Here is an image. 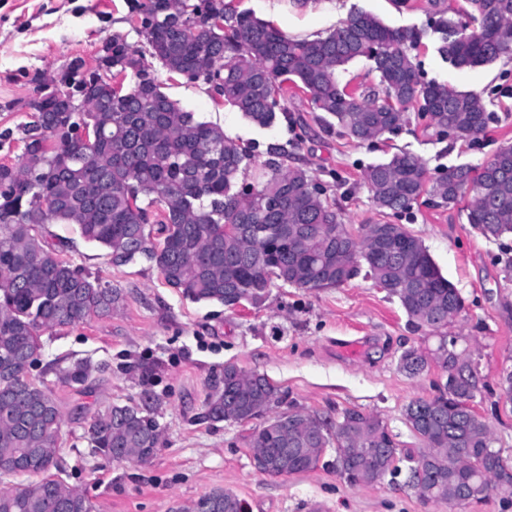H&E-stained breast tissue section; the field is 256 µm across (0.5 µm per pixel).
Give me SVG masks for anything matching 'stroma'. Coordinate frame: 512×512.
Returning <instances> with one entry per match:
<instances>
[{
    "label": "stroma",
    "mask_w": 512,
    "mask_h": 512,
    "mask_svg": "<svg viewBox=\"0 0 512 512\" xmlns=\"http://www.w3.org/2000/svg\"><path fill=\"white\" fill-rule=\"evenodd\" d=\"M224 2L297 36L325 33L355 10L393 28L422 30L412 56L426 79L481 93L494 117L476 139L461 141L437 136L428 118L413 108L398 134L359 144L323 126L305 96L292 95L290 120L261 129L216 103L202 84L166 74L135 32L129 0H0V131L25 121L39 78L61 76L78 60L97 69L103 43L120 34L160 75L171 98L254 147L241 182L252 183L264 171L269 145L285 146L293 164L311 172L354 231L389 218L372 204L362 178L367 165L406 151L434 178L460 164L481 167L501 146L512 145V60L453 66L439 53L436 36L425 31L430 21L425 0H407L401 7L393 0H309L301 8L293 0ZM389 219L422 241L460 292L464 308L447 333L462 337L483 381L473 405L496 448L512 457V401L499 386L503 371H512V277L503 272L512 258V238L485 239L468 224L465 203L440 206L427 193ZM43 235L64 260L123 296L111 316L42 332L40 355L28 374L51 390L62 413L54 475L85 494L94 512H171L215 488L244 500L248 512H449L423 503L400 481L349 484L331 466L332 449L314 470L261 474L251 462L249 436L268 414L246 422L207 416V398L223 389L224 366L233 363L278 388V412L302 410L333 420L356 409L380 418L399 447H418L405 408L432 398L446 374L436 366L416 378L401 370V354L423 346V334L408 326L398 300L365 274L325 290L275 285L260 306L230 310L184 298L146 260L113 264L106 249L85 242L68 226L45 225ZM78 362L92 367L87 381L74 386L59 381L57 369ZM147 395L162 430L159 451L144 465L105 458L89 440L93 413L136 405Z\"/></svg>",
    "instance_id": "1"
}]
</instances>
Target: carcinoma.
Segmentation results:
<instances>
[{"label":"carcinoma","mask_w":512,"mask_h":512,"mask_svg":"<svg viewBox=\"0 0 512 512\" xmlns=\"http://www.w3.org/2000/svg\"><path fill=\"white\" fill-rule=\"evenodd\" d=\"M466 2L464 13L479 22L471 32L455 28L439 0H426L443 58L464 69L511 57L512 0ZM133 11L141 19L135 31L169 74L209 86L216 101L259 128L288 118V82L359 143L398 130L413 104L438 135L462 141L475 139L491 119L482 94L423 80L410 56L423 32L391 28L368 12H352L309 40L229 11L224 0L137 2ZM360 58L371 62L378 81L357 93L340 86L337 73ZM135 60L126 39L112 36V78ZM80 69L74 63L43 99L36 120L17 127L19 163H0V473L37 476L1 492L0 512H93L84 494L50 474L62 415L52 393L28 372L39 355L40 332L110 316L121 292L62 260L39 234L46 224L76 226L84 241L110 250L115 264L145 258L194 302L259 305L277 282L337 288L363 266L376 286L398 299L417 331L444 328L463 310L458 290L418 237L391 222L351 233L309 171L288 164L286 147L269 146V172L256 186L241 185L251 151L184 109L157 76L142 68L126 87L95 71L80 77ZM66 95L82 99L83 111H64ZM84 132L97 136L93 145L82 143ZM363 179L381 213L410 209L426 187L448 205L468 192L473 229L493 241L512 234L511 145L477 173L462 164L429 185L422 162L408 153L366 166ZM442 350L445 384L404 412L419 447L400 450L379 418L357 410L334 422L301 410L281 413L254 430L250 447L268 456L269 476L313 470L334 444L336 471L353 485L403 473L406 486L438 505L463 488L474 502L492 492L512 497V459L494 447L485 421L470 419L463 406L480 384L466 350L444 336L434 349L405 350L400 367L417 377ZM90 373L80 362L59 380L82 384ZM279 402L267 378L228 363L224 391L208 397V416L241 422ZM149 407L148 398L140 406L108 407L90 424L91 443L110 460L152 456L162 431ZM202 500L210 512H248L243 500L221 488Z\"/></svg>","instance_id":"obj_1"}]
</instances>
